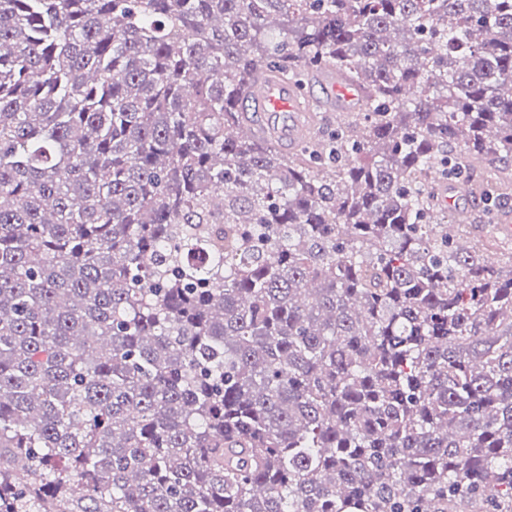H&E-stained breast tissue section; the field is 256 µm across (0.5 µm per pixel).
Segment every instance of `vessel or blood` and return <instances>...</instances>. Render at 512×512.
Segmentation results:
<instances>
[{"mask_svg": "<svg viewBox=\"0 0 512 512\" xmlns=\"http://www.w3.org/2000/svg\"><path fill=\"white\" fill-rule=\"evenodd\" d=\"M324 107V101L309 97L300 85L266 69L254 77L240 100L243 119L236 132L293 152L310 137Z\"/></svg>", "mask_w": 512, "mask_h": 512, "instance_id": "b4317fda", "label": "vessel or blood"}]
</instances>
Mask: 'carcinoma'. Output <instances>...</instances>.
Wrapping results in <instances>:
<instances>
[{"label": "carcinoma", "mask_w": 512, "mask_h": 512, "mask_svg": "<svg viewBox=\"0 0 512 512\" xmlns=\"http://www.w3.org/2000/svg\"><path fill=\"white\" fill-rule=\"evenodd\" d=\"M0 512H512V0H0ZM351 120L238 139L267 68Z\"/></svg>", "instance_id": "carcinoma-1"}]
</instances>
